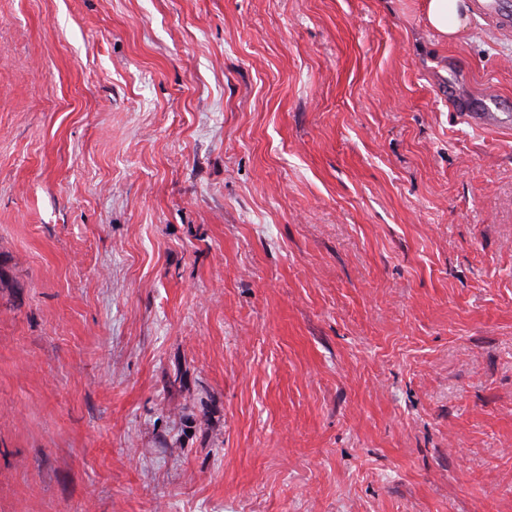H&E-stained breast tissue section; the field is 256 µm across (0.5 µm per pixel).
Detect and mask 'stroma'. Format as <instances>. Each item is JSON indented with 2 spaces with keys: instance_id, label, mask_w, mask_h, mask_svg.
I'll use <instances>...</instances> for the list:
<instances>
[{
  "instance_id": "obj_1",
  "label": "stroma",
  "mask_w": 512,
  "mask_h": 512,
  "mask_svg": "<svg viewBox=\"0 0 512 512\" xmlns=\"http://www.w3.org/2000/svg\"><path fill=\"white\" fill-rule=\"evenodd\" d=\"M490 92L422 0H0V512H512Z\"/></svg>"
}]
</instances>
